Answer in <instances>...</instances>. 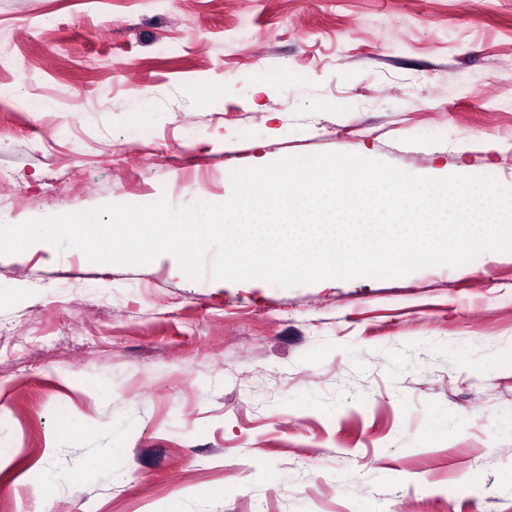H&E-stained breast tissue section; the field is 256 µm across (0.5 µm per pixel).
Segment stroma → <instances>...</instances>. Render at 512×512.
Wrapping results in <instances>:
<instances>
[{"instance_id":"stroma-1","label":"stroma","mask_w":512,"mask_h":512,"mask_svg":"<svg viewBox=\"0 0 512 512\" xmlns=\"http://www.w3.org/2000/svg\"><path fill=\"white\" fill-rule=\"evenodd\" d=\"M242 11L0 0V221L222 203L258 156L512 187V0ZM175 263L0 256V512H512L511 252L290 288Z\"/></svg>"}]
</instances>
